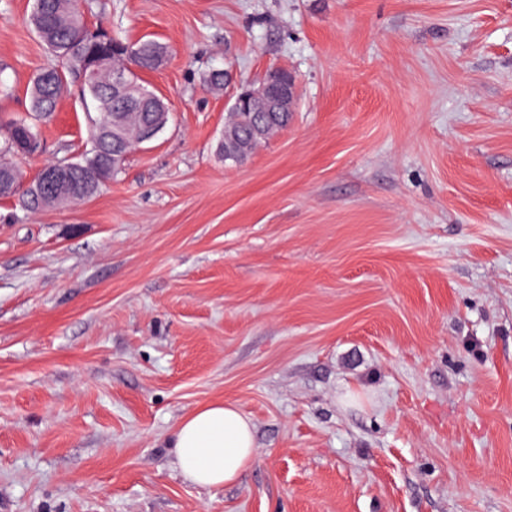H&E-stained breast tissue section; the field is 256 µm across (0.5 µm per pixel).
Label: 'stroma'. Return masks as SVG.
<instances>
[{"instance_id": "1", "label": "stroma", "mask_w": 512, "mask_h": 512, "mask_svg": "<svg viewBox=\"0 0 512 512\" xmlns=\"http://www.w3.org/2000/svg\"><path fill=\"white\" fill-rule=\"evenodd\" d=\"M0 0V121L53 58ZM171 109L90 200H0V512H512V0H85ZM232 68L221 92L208 74ZM296 77L242 164L243 83ZM71 87L46 161L90 148ZM251 419L236 483L170 446ZM111 40L120 48L112 55V65L116 68L125 69L127 64H132L138 70H153L162 63L168 52L164 44L152 39L129 42L111 36ZM255 89H248L250 94L243 91L237 96L239 104H245L248 94L250 100L245 107L237 106L235 100L229 120L224 124L220 151L224 153L226 160L244 162L258 145L287 126L293 118L292 112H279L288 108L290 88L268 86L273 112H269V99L264 95L255 94ZM172 448L189 481L219 487L237 480L253 462V424L236 405L210 402L181 419Z\"/></svg>"}]
</instances>
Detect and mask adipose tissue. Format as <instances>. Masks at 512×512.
Wrapping results in <instances>:
<instances>
[{
    "mask_svg": "<svg viewBox=\"0 0 512 512\" xmlns=\"http://www.w3.org/2000/svg\"><path fill=\"white\" fill-rule=\"evenodd\" d=\"M177 464L192 483L234 482L255 454L253 424L229 402H210L184 416L172 436Z\"/></svg>",
    "mask_w": 512,
    "mask_h": 512,
    "instance_id": "ef3b65f1",
    "label": "adipose tissue"
}]
</instances>
